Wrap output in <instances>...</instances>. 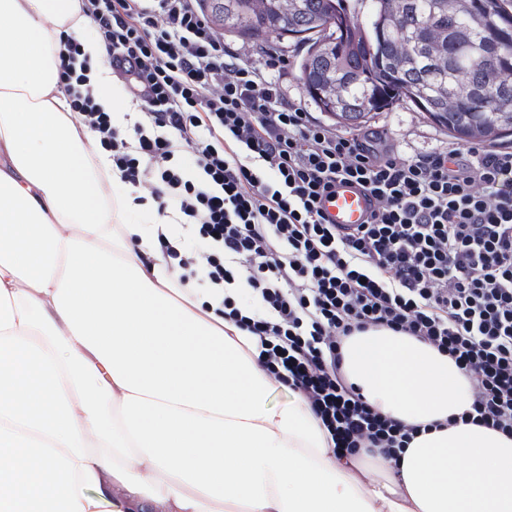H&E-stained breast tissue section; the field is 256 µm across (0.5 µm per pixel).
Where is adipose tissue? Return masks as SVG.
Masks as SVG:
<instances>
[{
    "label": "adipose tissue",
    "mask_w": 512,
    "mask_h": 512,
    "mask_svg": "<svg viewBox=\"0 0 512 512\" xmlns=\"http://www.w3.org/2000/svg\"><path fill=\"white\" fill-rule=\"evenodd\" d=\"M76 0H0V512H512V438L448 425L467 377L409 336L348 341L344 372L382 414L433 424L389 478L336 459L302 398L271 405L258 340L226 322L236 288L178 287L180 217L135 204L75 121L48 47ZM95 97L135 118L105 70ZM152 211L133 224L135 207Z\"/></svg>",
    "instance_id": "1"
}]
</instances>
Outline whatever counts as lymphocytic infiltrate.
Listing matches in <instances>:
<instances>
[{"label":"lymphocytic infiltrate","mask_w":512,"mask_h":512,"mask_svg":"<svg viewBox=\"0 0 512 512\" xmlns=\"http://www.w3.org/2000/svg\"><path fill=\"white\" fill-rule=\"evenodd\" d=\"M78 4L142 116L113 126L81 41L63 30L53 54L71 111L126 185L192 227L165 248L181 284L245 279L258 307L225 298V320L258 337L260 362L307 400L337 456L395 462L422 431L348 383L343 347L370 330L415 337L467 376L471 403L449 425L512 436L511 148L380 152L288 101L284 60L228 47L200 0ZM339 179L375 201L349 233L320 210Z\"/></svg>","instance_id":"lymphocytic-infiltrate-1"}]
</instances>
